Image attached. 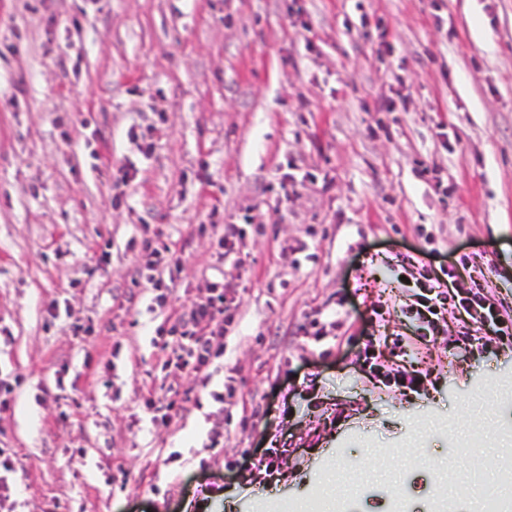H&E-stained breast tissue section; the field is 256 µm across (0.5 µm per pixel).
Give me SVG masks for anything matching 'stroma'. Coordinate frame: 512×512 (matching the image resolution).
Returning a JSON list of instances; mask_svg holds the SVG:
<instances>
[{"mask_svg":"<svg viewBox=\"0 0 512 512\" xmlns=\"http://www.w3.org/2000/svg\"><path fill=\"white\" fill-rule=\"evenodd\" d=\"M156 235L163 307L127 247ZM426 268L492 282L512 327V0H0L5 512H290L323 485L481 512L474 469L512 474V335L450 307L422 337ZM215 282L223 362L162 370L155 328Z\"/></svg>","mask_w":512,"mask_h":512,"instance_id":"35a3bbf8","label":"stroma"}]
</instances>
